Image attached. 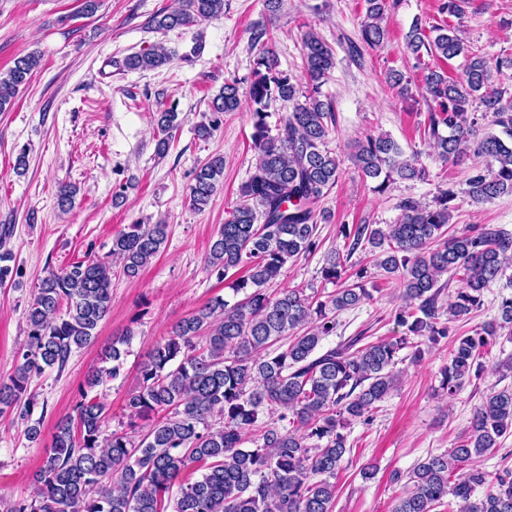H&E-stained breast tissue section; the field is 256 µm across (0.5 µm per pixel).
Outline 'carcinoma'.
I'll return each mask as SVG.
<instances>
[{"instance_id":"obj_1","label":"carcinoma","mask_w":512,"mask_h":512,"mask_svg":"<svg viewBox=\"0 0 512 512\" xmlns=\"http://www.w3.org/2000/svg\"><path fill=\"white\" fill-rule=\"evenodd\" d=\"M360 22L362 44L375 48L387 37L389 0H365ZM224 14V0H178L151 19L167 32L199 19ZM255 34L257 48L247 106L255 166L239 198L218 230L206 265L220 280L245 269L234 280L232 298L216 296L170 328L138 366V388L126 399L129 422L108 431V409L89 391L123 369L132 332L104 349L101 365L85 380L75 415L54 427L33 490L3 502L0 512H334L336 472L350 448L345 429L377 407L396 387L399 352L408 338L380 339L357 346L358 339L335 346L336 314L371 297L368 264L397 281L404 305L399 326L436 345L456 335L454 323L483 305L484 290L512 266V234L477 225L450 232L457 193L445 189L435 205L413 199L399 204L393 224H343L346 256L324 258L322 279L352 283L323 296L300 288L269 291L290 260L320 247L315 205L338 184L341 168L329 148L335 122L332 101L323 97L336 66L333 49L307 28L302 34L303 75L279 69L276 52ZM406 48L422 71L427 105L424 133L436 157L459 161L469 150L487 158L486 167L466 181L474 204L512 195V144L494 134L479 136L488 123L512 140V93L495 75L512 68V57L494 60L466 45L450 27L415 22ZM465 58L453 79L425 57ZM171 59L163 46L127 55L126 71L154 70ZM39 56L29 53L0 72V111L29 83ZM386 83L403 98L413 97L412 80L391 69ZM239 82L226 81L210 101L211 115L195 126L201 140L211 138L224 115L237 112ZM155 149L168 152L181 126L174 107L156 113ZM350 158L373 191L385 193L397 182L423 180L427 169L418 154L406 155L388 134L355 141ZM224 181V156L214 155L193 171L189 204L199 212ZM77 188L62 184L57 205L68 211ZM167 240L165 224H130L112 239L109 254L50 271L26 309L27 340L21 360L0 380V414L20 405L32 375L64 370L72 352L91 344L112 303L113 267L139 278ZM364 257L352 263L356 252ZM460 276L461 286L443 304L441 278ZM512 328V296L504 297L499 317L456 339L440 388L453 397L482 373L502 331ZM149 421L147 429L138 420ZM512 431V386L492 388L477 406L467 432L453 448L429 454L408 474L409 489L390 512H434L448 497L458 512H512V471L495 475L473 465ZM203 469L196 480L182 474ZM483 493H478V490Z\"/></svg>"}]
</instances>
